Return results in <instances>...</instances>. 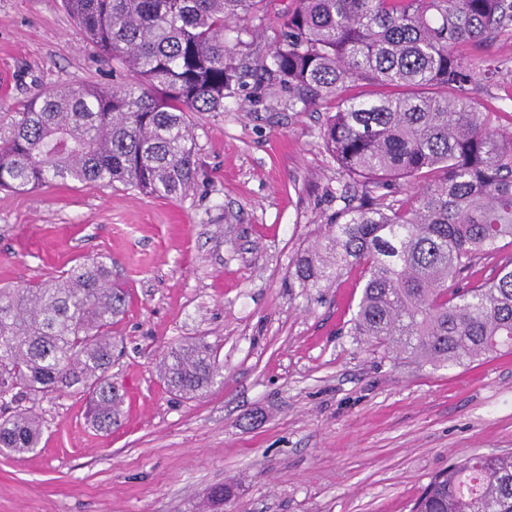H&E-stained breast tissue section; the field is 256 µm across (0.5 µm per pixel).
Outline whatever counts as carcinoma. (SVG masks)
I'll return each mask as SVG.
<instances>
[{
  "label": "carcinoma",
  "mask_w": 512,
  "mask_h": 512,
  "mask_svg": "<svg viewBox=\"0 0 512 512\" xmlns=\"http://www.w3.org/2000/svg\"><path fill=\"white\" fill-rule=\"evenodd\" d=\"M76 34L121 75L110 86L42 91L0 113V189L115 182L171 198L196 181L191 112H222L254 77L305 108L336 112L321 137L340 173L359 183L314 246L297 256L305 287L347 268L366 281L349 334L433 367L512 352V257L472 279L475 260L512 240V131L473 96L496 80L463 45L512 34V0H294L267 54L248 62L241 39L266 0H64ZM386 89L342 97L351 85ZM128 290L103 261L0 288V408L49 393L83 396L96 428L118 425L122 394L112 323ZM217 355L199 339L169 348L159 371L185 396L207 389ZM31 409L0 417V448H38ZM413 512H512V453L474 455L435 476Z\"/></svg>",
  "instance_id": "carcinoma-1"
}]
</instances>
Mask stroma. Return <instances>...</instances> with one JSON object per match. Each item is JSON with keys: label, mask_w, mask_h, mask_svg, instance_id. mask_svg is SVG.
<instances>
[{"label": "stroma", "mask_w": 512, "mask_h": 512, "mask_svg": "<svg viewBox=\"0 0 512 512\" xmlns=\"http://www.w3.org/2000/svg\"><path fill=\"white\" fill-rule=\"evenodd\" d=\"M503 81L474 95L512 124V37ZM0 107L113 82L63 0H0ZM314 108L268 91L194 115L196 184L159 198L120 183L0 191V288L102 260L130 302L113 325L120 422L96 430L85 401H35V452L0 451V512H412L450 463L512 452V353L436 368L350 336L364 283L293 278L297 256L344 207ZM207 341L223 366L203 394L167 389L170 346ZM233 483L231 504H209Z\"/></svg>", "instance_id": "1"}]
</instances>
